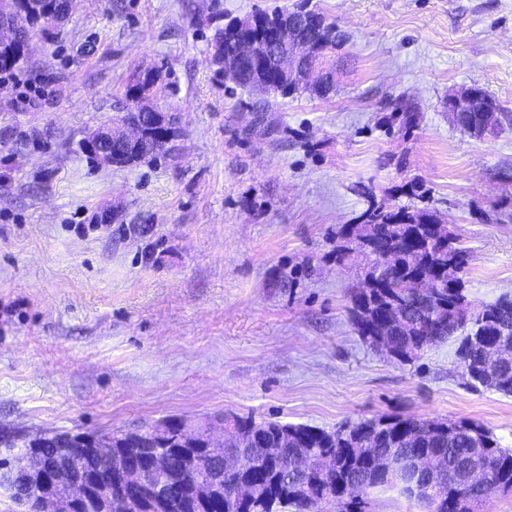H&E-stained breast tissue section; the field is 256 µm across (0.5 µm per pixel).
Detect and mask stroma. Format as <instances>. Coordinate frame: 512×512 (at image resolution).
Returning <instances> with one entry per match:
<instances>
[{"label":"stroma","mask_w":512,"mask_h":512,"mask_svg":"<svg viewBox=\"0 0 512 512\" xmlns=\"http://www.w3.org/2000/svg\"><path fill=\"white\" fill-rule=\"evenodd\" d=\"M300 2L74 0L0 78V437L411 416L512 448V396L470 387L456 341L409 363L363 343L367 261L336 258L369 201L427 207L468 250L471 310L512 295V125L476 139L446 109L476 85L512 113V0H310L345 37L336 90L260 109L213 63L215 29ZM148 68L174 151L97 164L82 139Z\"/></svg>","instance_id":"1"}]
</instances>
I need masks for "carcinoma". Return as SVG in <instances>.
<instances>
[{"mask_svg": "<svg viewBox=\"0 0 512 512\" xmlns=\"http://www.w3.org/2000/svg\"><path fill=\"white\" fill-rule=\"evenodd\" d=\"M302 13L305 34L309 37L311 54L322 66H330L333 54L341 46V34L336 24L328 21L320 9L306 5L290 11L275 9L260 12L255 18L258 28L246 33L235 30L232 23L224 25V38L213 36L212 43L224 42V53H229L238 37L260 35L272 41L269 20L293 21ZM16 46L0 43V73L11 72L21 64ZM270 88L271 94L283 99H294L303 93L324 98L327 91L309 88L288 81L272 58H262L247 67L237 80V87L251 90L252 87ZM477 97L469 110L457 116L455 125L467 132L471 123L482 118V112L492 108L499 113L495 129L512 124V114L501 111L495 98L481 88H476ZM179 137V130L171 131L170 139L161 142L152 139L141 146L139 161L154 160L168 154ZM366 224L367 236L373 239L371 247L362 255L371 258L366 274L373 276L379 269L382 254L398 256V265L380 273L375 288H359L352 295V320L370 347H376L385 332L378 329L365 333V325L373 316L387 310L397 302L403 308L407 323L395 333L396 350L402 361L411 362L425 350L460 335L458 355L469 358L479 352L485 341H496L512 337V297L501 296L485 305L482 311L468 315V302L464 294L463 281L452 288H429V307L418 297L415 276L450 261L465 268L467 251L458 244V238L448 233L446 225L437 212L429 209L368 207L361 214ZM237 427L256 433L250 447L239 450L247 465L234 474L224 476V499L215 502L211 512H241V505L232 499V486L238 481L252 483L255 488L254 502L247 512H321L322 503L329 497L322 489L313 485L308 476H288V484L277 483L273 474L277 467L262 459V449L279 442L288 429L294 435L288 438V456L330 453L336 456L339 469L336 486H348V497L336 500L340 512H353L361 504V498L371 490L398 485L409 499L425 506L428 512H450L448 501L456 493L458 476L451 467L454 461L475 464L489 463L492 466V483L488 488L473 491L470 503L489 498L498 491L512 489V449L504 448L493 433L472 421L448 422L440 419L378 417L358 423L325 430L304 424H288L278 421L256 422L251 417L233 419ZM395 453L402 458L403 466L388 472L376 466L375 456ZM432 454L440 460V480L430 486L416 482L413 461L423 455Z\"/></svg>", "mask_w": 512, "mask_h": 512, "instance_id": "cac0c4a2", "label": "carcinoma"}]
</instances>
